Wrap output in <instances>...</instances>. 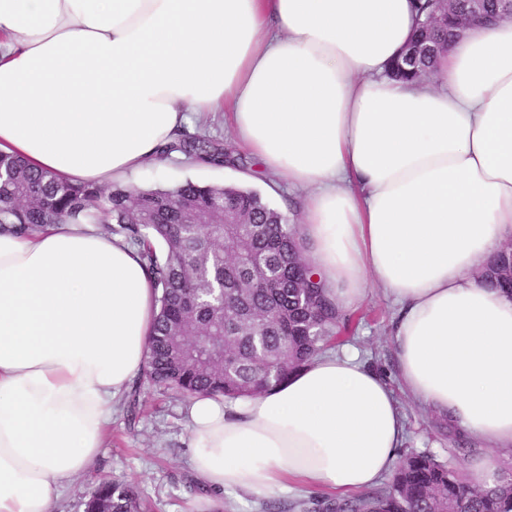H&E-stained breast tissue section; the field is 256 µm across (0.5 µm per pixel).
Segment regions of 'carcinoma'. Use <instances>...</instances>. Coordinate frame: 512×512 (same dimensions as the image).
<instances>
[{"mask_svg":"<svg viewBox=\"0 0 512 512\" xmlns=\"http://www.w3.org/2000/svg\"><path fill=\"white\" fill-rule=\"evenodd\" d=\"M423 17L408 49L391 68L401 79L427 76L447 52L455 28L429 21L435 0H415ZM181 152L224 164V148L182 137L161 154ZM245 220L223 222L224 209ZM99 225L139 249L161 290L160 312L143 375L194 397L261 394L282 383L346 330L312 273L295 225L254 189L200 186L170 189L70 184L0 153V231L30 234L47 224ZM479 278L512 293V255L501 251ZM301 512H512V473L489 483L429 454H411L383 487L347 498L313 497ZM85 512H140L130 482L105 478L87 494Z\"/></svg>","mask_w":512,"mask_h":512,"instance_id":"obj_1","label":"carcinoma"}]
</instances>
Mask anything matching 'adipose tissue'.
Instances as JSON below:
<instances>
[{
	"label": "adipose tissue",
	"instance_id": "1",
	"mask_svg": "<svg viewBox=\"0 0 512 512\" xmlns=\"http://www.w3.org/2000/svg\"><path fill=\"white\" fill-rule=\"evenodd\" d=\"M414 0H0V152L82 184L122 182L209 114L272 186L346 312L397 305L398 377L481 451L512 454V296L474 273L512 241V18L452 43L428 80L385 69ZM157 291L92 225L0 233V512H56L143 372ZM202 485L344 497L390 477L391 384L346 346L257 396L187 406Z\"/></svg>",
	"mask_w": 512,
	"mask_h": 512
}]
</instances>
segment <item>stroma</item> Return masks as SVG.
<instances>
[{"instance_id": "1", "label": "stroma", "mask_w": 512, "mask_h": 512, "mask_svg": "<svg viewBox=\"0 0 512 512\" xmlns=\"http://www.w3.org/2000/svg\"><path fill=\"white\" fill-rule=\"evenodd\" d=\"M192 180L204 185H235L239 170L232 166L192 162L146 166L132 180L143 189L172 188ZM396 307L377 287H370L363 305L354 312L347 344L357 347L362 359L396 386L405 415L406 438L402 453L428 452L451 463L462 458L455 447L456 432L447 419L420 407L414 397L398 387L397 361L391 338ZM186 396L141 382L136 403L120 397L103 448L88 470L63 491L58 512H84L88 487L103 478L133 479L143 502V512H185L196 495L190 468V436L184 408Z\"/></svg>"}]
</instances>
